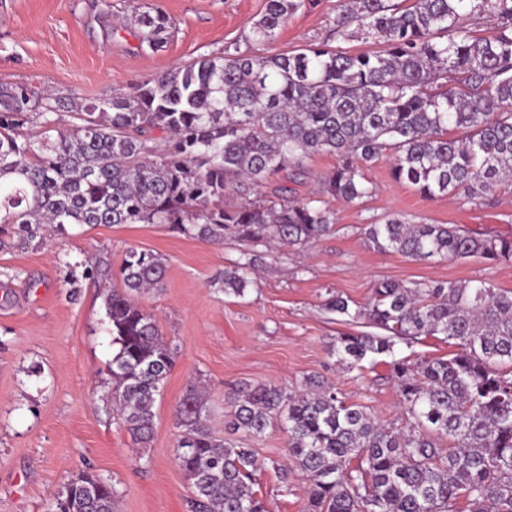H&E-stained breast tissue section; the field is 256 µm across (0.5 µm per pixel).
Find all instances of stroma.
Instances as JSON below:
<instances>
[{
	"mask_svg": "<svg viewBox=\"0 0 512 512\" xmlns=\"http://www.w3.org/2000/svg\"><path fill=\"white\" fill-rule=\"evenodd\" d=\"M136 3L172 19L173 36L161 51L143 48L141 31L130 25ZM337 7V0H316L258 48L277 55L333 39ZM264 9L265 0H0V83H30L76 103L129 94L227 46L252 50L251 27ZM365 175L371 197L359 204L330 200L334 231L307 246L266 251L240 297L224 291L221 280L241 244L206 242L165 224L71 225L43 247L0 251V512H53L55 495L81 471L111 479L117 512H189L192 488L176 459L175 409L194 384L206 388L219 432L241 385L296 390L312 375L383 424L405 427L386 357L360 374L331 356L348 326L325 304L336 295L364 304L386 280H483L512 291V265L414 261L369 247L363 234L365 225L401 214L512 236V181L476 206L461 195L422 197L392 178L385 157ZM131 249L165 262L163 288L139 303L177 349L156 404L154 434L142 448L112 406L114 349L103 303ZM236 438L257 459L253 489L266 512H305L306 473L295 468L284 479L277 472L288 454L286 434L275 426Z\"/></svg>",
	"mask_w": 512,
	"mask_h": 512,
	"instance_id": "stroma-1",
	"label": "stroma"
}]
</instances>
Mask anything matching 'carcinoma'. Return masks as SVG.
Returning a JSON list of instances; mask_svg holds the SVG:
<instances>
[{"label": "carcinoma", "instance_id": "1", "mask_svg": "<svg viewBox=\"0 0 512 512\" xmlns=\"http://www.w3.org/2000/svg\"><path fill=\"white\" fill-rule=\"evenodd\" d=\"M313 0H266L253 23L262 45ZM151 51L172 24L162 11H134ZM493 22L480 35L472 21ZM336 37L273 56L226 49L82 106L27 84H0V249L40 248L43 225L168 224L210 242L247 249L224 270V289L241 295L271 242L308 245L329 234L335 212L316 197L224 206V194L266 187L284 170L297 179L307 160L339 158L321 193L359 203L373 193L364 169L383 155L391 176L427 198L460 192L485 198L512 178V0H339ZM39 121L31 136L24 128ZM161 134L163 148L143 156ZM382 252L426 261L480 257L512 263V237H481L455 224H412L392 216L364 228ZM165 264L130 250L121 287L105 296L112 357V404L136 443L154 428L155 407L175 351L135 295L163 288ZM326 307L384 335L344 333L333 355L363 370L391 358L408 430L382 424L360 403L310 377L305 388L257 384L238 390L234 431L260 436L278 425L292 466L309 478L306 512H512V291L485 281H385L351 308L337 295ZM442 335L456 353L411 362L396 341ZM176 418L179 465L193 487L192 512H265L252 491V449L210 425L201 391L191 388ZM448 447H442V441ZM108 479L79 472L58 492L55 512H115Z\"/></svg>", "mask_w": 512, "mask_h": 512}]
</instances>
